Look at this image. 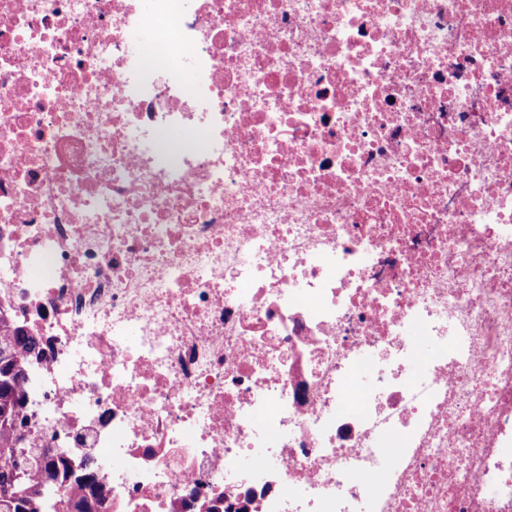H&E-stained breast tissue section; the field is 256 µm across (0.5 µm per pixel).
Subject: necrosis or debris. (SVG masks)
Returning a JSON list of instances; mask_svg holds the SVG:
<instances>
[{
	"mask_svg": "<svg viewBox=\"0 0 512 512\" xmlns=\"http://www.w3.org/2000/svg\"><path fill=\"white\" fill-rule=\"evenodd\" d=\"M0 319L93 512H512V0H0Z\"/></svg>",
	"mask_w": 512,
	"mask_h": 512,
	"instance_id": "obj_1",
	"label": "necrosis or debris"
}]
</instances>
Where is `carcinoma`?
I'll return each mask as SVG.
<instances>
[{
    "label": "carcinoma",
    "mask_w": 512,
    "mask_h": 512,
    "mask_svg": "<svg viewBox=\"0 0 512 512\" xmlns=\"http://www.w3.org/2000/svg\"><path fill=\"white\" fill-rule=\"evenodd\" d=\"M39 342L23 330L0 332V415L19 413L26 376L25 360ZM12 426L0 422V512H39L45 488L36 487L28 471L44 465L45 455L18 447L9 439Z\"/></svg>",
    "instance_id": "1"
}]
</instances>
